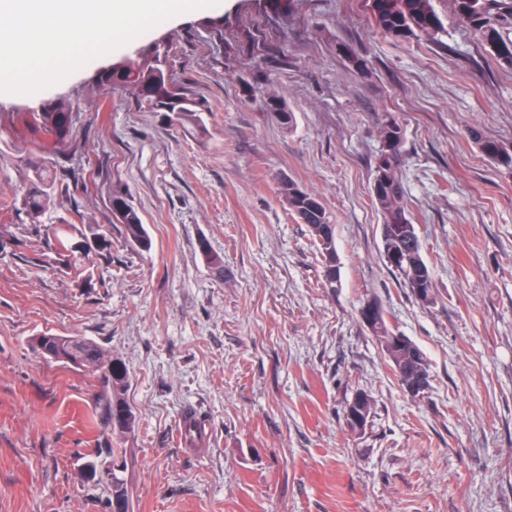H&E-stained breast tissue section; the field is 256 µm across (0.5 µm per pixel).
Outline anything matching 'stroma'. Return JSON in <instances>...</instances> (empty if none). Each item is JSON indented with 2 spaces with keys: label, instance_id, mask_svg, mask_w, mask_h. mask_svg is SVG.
<instances>
[{
  "label": "stroma",
  "instance_id": "stroma-1",
  "mask_svg": "<svg viewBox=\"0 0 512 512\" xmlns=\"http://www.w3.org/2000/svg\"><path fill=\"white\" fill-rule=\"evenodd\" d=\"M436 38L398 41L367 0H220L173 17L62 82L0 94V512H105L84 456L122 449L133 512H512V170L468 135L512 151V70L436 0ZM363 54L369 76L337 50ZM168 52L174 84L202 106L198 139L139 105L98 69ZM265 75L295 117L266 112ZM74 105L82 181L54 214L90 220L112 250L92 278L47 245L49 224L15 208L21 155L38 141L19 115ZM405 132L404 200L436 300L424 304L384 257L371 203L381 127ZM315 193L336 225L340 279L279 188ZM121 194L151 239L112 214ZM224 259L223 275L205 252ZM377 298L429 363L410 396L362 323ZM88 337L128 371L135 416L119 436L95 415V376L47 361L30 340ZM375 403L351 431L348 403ZM202 438L188 447L183 416ZM117 209L123 212L121 218L115 216L122 224L127 241L138 246L141 250H149L151 240L145 231L139 212L122 195L116 193L112 196V211Z\"/></svg>",
  "mask_w": 512,
  "mask_h": 512
}]
</instances>
